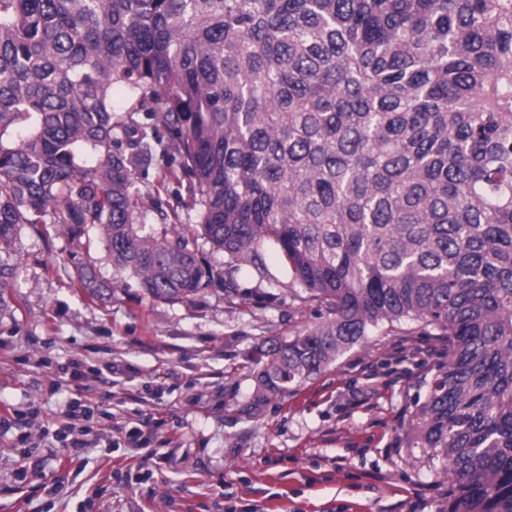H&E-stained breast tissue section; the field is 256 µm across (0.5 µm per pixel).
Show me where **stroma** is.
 <instances>
[{
	"label": "stroma",
	"mask_w": 512,
	"mask_h": 512,
	"mask_svg": "<svg viewBox=\"0 0 512 512\" xmlns=\"http://www.w3.org/2000/svg\"><path fill=\"white\" fill-rule=\"evenodd\" d=\"M0 312V412L41 406L55 427L78 384L61 375L72 361L111 367L112 383L92 395L112 407L113 447L79 458L46 443L24 450V422L0 434V512H448V482L405 427L445 344L417 333L377 330L294 392L258 404L251 359L262 343L316 321L313 304L293 302L280 258L263 260L271 282L232 272L234 296L209 288L192 300L145 296L115 271L105 251L97 269L114 296L83 298L53 266L68 237L26 229ZM153 394L137 395L143 384ZM140 427L149 440L124 448ZM40 467L25 482L24 456Z\"/></svg>",
	"instance_id": "35a3bbf8"
}]
</instances>
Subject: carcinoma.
<instances>
[{"label":"carcinoma","instance_id":"1","mask_svg":"<svg viewBox=\"0 0 512 512\" xmlns=\"http://www.w3.org/2000/svg\"><path fill=\"white\" fill-rule=\"evenodd\" d=\"M157 154L173 204L135 186ZM46 222L102 305L100 245L166 302L222 280L200 236L261 281L277 252L324 313L260 351L262 401L418 324L448 358L411 447L448 512H512V0H0L1 311Z\"/></svg>","mask_w":512,"mask_h":512}]
</instances>
